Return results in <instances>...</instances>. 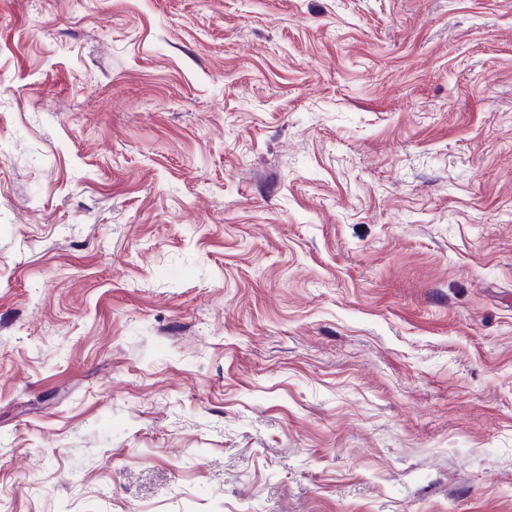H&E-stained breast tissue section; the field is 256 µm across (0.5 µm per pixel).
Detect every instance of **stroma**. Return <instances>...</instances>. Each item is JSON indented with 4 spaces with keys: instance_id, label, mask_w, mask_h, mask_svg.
<instances>
[{
    "instance_id": "1",
    "label": "stroma",
    "mask_w": 512,
    "mask_h": 512,
    "mask_svg": "<svg viewBox=\"0 0 512 512\" xmlns=\"http://www.w3.org/2000/svg\"><path fill=\"white\" fill-rule=\"evenodd\" d=\"M0 512H512V0H0Z\"/></svg>"
}]
</instances>
